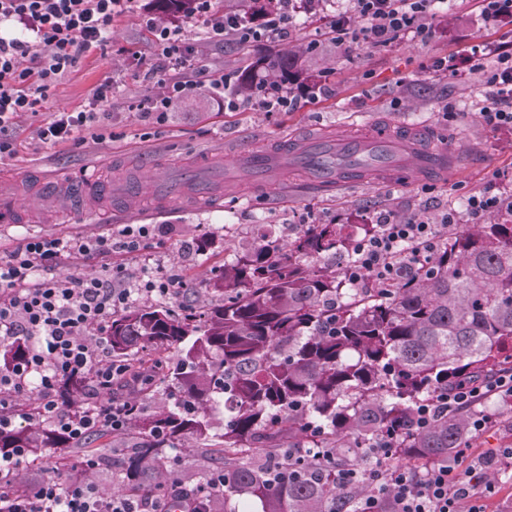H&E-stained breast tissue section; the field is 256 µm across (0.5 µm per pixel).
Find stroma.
<instances>
[{
    "label": "stroma",
    "mask_w": 512,
    "mask_h": 512,
    "mask_svg": "<svg viewBox=\"0 0 512 512\" xmlns=\"http://www.w3.org/2000/svg\"><path fill=\"white\" fill-rule=\"evenodd\" d=\"M351 7L352 0H331L327 10L294 14L286 34L247 45L230 35L211 40L201 26L188 29L189 42L199 46L211 65L235 75L259 57L298 52L301 75L287 90L301 105L289 112H269L249 101L228 111L202 92L179 101L159 122L138 103L159 90L143 79L144 68L154 59L149 23H166L170 17L156 0H134L131 9L113 20L105 49L86 54L60 77L38 114L14 119L9 133L16 151L0 159V196L17 199L24 217L17 224L0 223V256L28 237H107L130 225H151L154 236L144 250L113 255V266L123 270L116 287L134 283L147 270L160 277L180 274L184 285L164 298L141 295L136 305L143 308L204 298L210 270L223 266L233 249L252 243L251 237L235 232L238 224L285 219L303 231L311 224H366L382 211L409 220L433 218L445 210L457 211L460 223H469L464 197L486 189L497 172L512 171V133L481 122L488 89L483 73L470 69L464 52L512 36V21L487 22L478 0H456L451 7L437 8L429 40L404 35L388 47L375 48L334 37V17ZM437 57L452 59L457 72L432 71ZM108 78L114 81L112 105L98 126L82 131L75 142L40 139L39 130L51 114L88 107ZM448 105L454 117L445 116ZM392 122L420 124L446 139L460 165L455 178L404 182L374 174L361 184L320 189L305 170L294 169L269 193L249 181L222 182L205 204L193 202L197 178L207 168L223 169L229 144L241 141L260 153L273 150L285 137H363ZM88 167L113 190L112 195L92 198L90 209L100 214L121 210L118 221L87 223L73 204L42 197L36 188V171L75 173ZM166 179L181 182L182 194L161 197L157 185ZM202 240L207 243L203 250L197 247ZM488 407L500 422L472 437L468 455L473 459L496 448H512V403L492 401Z\"/></svg>",
    "instance_id": "stroma-1"
}]
</instances>
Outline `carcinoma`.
Here are the masks:
<instances>
[{
	"mask_svg": "<svg viewBox=\"0 0 512 512\" xmlns=\"http://www.w3.org/2000/svg\"><path fill=\"white\" fill-rule=\"evenodd\" d=\"M185 15L196 0H158ZM275 82L297 74L295 55L256 62L234 87L254 93L259 70ZM373 224H315L283 244L265 234L234 251L206 287V310L158 305L112 315V359L129 371L157 372L168 407L137 410L121 475L142 494L185 442L224 458V512L237 497L257 512H354L373 490L369 462L394 435L393 465L421 473L469 446L472 413H440L428 426L411 421L417 403L461 382L512 369V207L489 224H459L431 257L364 295L344 267ZM84 376L61 383L73 409ZM224 413L222 432L212 416ZM48 424L0 431V448H68ZM252 458L242 462V456Z\"/></svg>",
	"mask_w": 512,
	"mask_h": 512,
	"instance_id": "cac0c4a2",
	"label": "carcinoma"
}]
</instances>
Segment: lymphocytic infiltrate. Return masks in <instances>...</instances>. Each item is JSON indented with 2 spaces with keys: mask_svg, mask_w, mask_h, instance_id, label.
Instances as JSON below:
<instances>
[{
  "mask_svg": "<svg viewBox=\"0 0 512 512\" xmlns=\"http://www.w3.org/2000/svg\"><path fill=\"white\" fill-rule=\"evenodd\" d=\"M439 0H354L351 14L337 17L333 31L337 40L352 37L380 47L394 37L411 34L428 39V24ZM131 0H0V24L11 22L30 32V39L0 36V132L17 113L36 111L50 87L75 67L87 52L104 49L111 38L112 21L126 12ZM286 18L275 14L266 25L253 27L213 9L211 0H197L194 12L181 22L152 24L156 64L148 79L163 84L165 91L140 102L143 111L165 117L183 97L205 92L222 100L225 108L237 107L227 97L233 77L210 67L197 48L187 41L185 27L203 23L212 37L233 32L241 42L267 38ZM469 66L483 72L489 89L480 112L484 125L497 131H512V44L486 43L466 56ZM112 99L111 83L102 84L89 108L59 112L49 117L41 130L44 141L57 144L98 122V114ZM441 234L440 225L417 218L401 223L389 217L360 241L346 268L350 283H381L391 279L396 260L414 266L433 252ZM151 237L149 225L123 231L121 238L30 237L6 256L0 257V337L24 343L26 353L8 371L0 373V430L11 428L8 406L24 394L30 381L40 388L38 410L43 419L70 441L78 442L108 427L125 428L135 407L131 402L108 398L115 378L126 367L112 360H99L108 345L107 327L113 313L133 302L134 292L168 296L180 287L179 275L162 278L143 275L136 288H116L112 272L101 275L66 274L42 279L69 254L104 258L115 253H135ZM85 375L90 389L79 411L62 407L56 398L58 383L67 377ZM488 395L512 399V370H502L482 380L461 383L452 390L436 392L414 411L413 421L423 427L438 411H467ZM28 451L0 450V512H166V504L179 499L183 512H210L209 504L224 492V474L209 471L206 486L187 487L171 480L147 494H102L90 476L98 461L83 458L72 474L45 476L18 482ZM485 461L460 472L458 462L436 465L424 474L403 466L386 467L376 459L373 474L377 490L360 500L358 512H380V495L394 489L393 512H485L493 488L479 477Z\"/></svg>",
  "mask_w": 512,
  "mask_h": 512,
  "instance_id": "f902f5d3",
  "label": "lymphocytic infiltrate"
}]
</instances>
